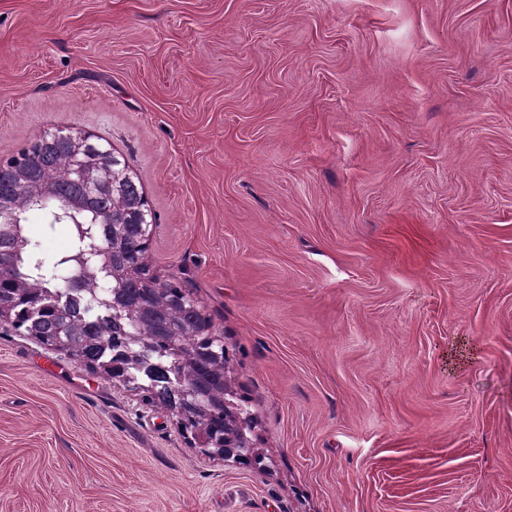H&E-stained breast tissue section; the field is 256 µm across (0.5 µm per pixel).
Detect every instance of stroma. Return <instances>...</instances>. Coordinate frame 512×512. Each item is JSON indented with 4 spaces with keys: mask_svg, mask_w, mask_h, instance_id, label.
<instances>
[{
    "mask_svg": "<svg viewBox=\"0 0 512 512\" xmlns=\"http://www.w3.org/2000/svg\"><path fill=\"white\" fill-rule=\"evenodd\" d=\"M61 130L262 462L0 324V512H512V0H0V160Z\"/></svg>",
    "mask_w": 512,
    "mask_h": 512,
    "instance_id": "1",
    "label": "stroma"
}]
</instances>
